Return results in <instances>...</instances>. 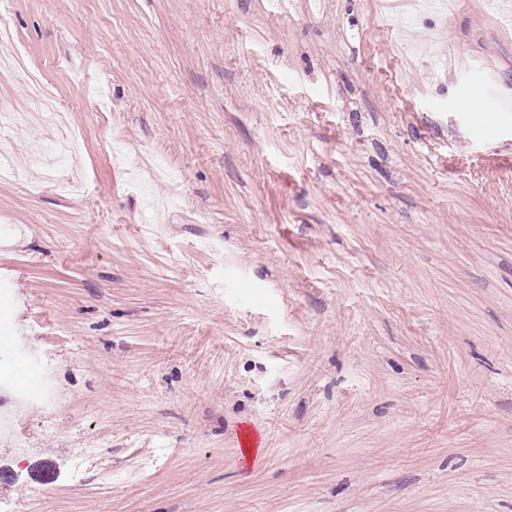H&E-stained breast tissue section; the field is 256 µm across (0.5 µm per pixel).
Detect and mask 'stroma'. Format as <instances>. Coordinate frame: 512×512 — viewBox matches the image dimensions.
I'll use <instances>...</instances> for the list:
<instances>
[{
    "label": "stroma",
    "mask_w": 512,
    "mask_h": 512,
    "mask_svg": "<svg viewBox=\"0 0 512 512\" xmlns=\"http://www.w3.org/2000/svg\"><path fill=\"white\" fill-rule=\"evenodd\" d=\"M3 47L70 111L82 192L12 128L0 337H43L63 402L0 445V512H512L487 0H0Z\"/></svg>",
    "instance_id": "35a3bbf8"
}]
</instances>
